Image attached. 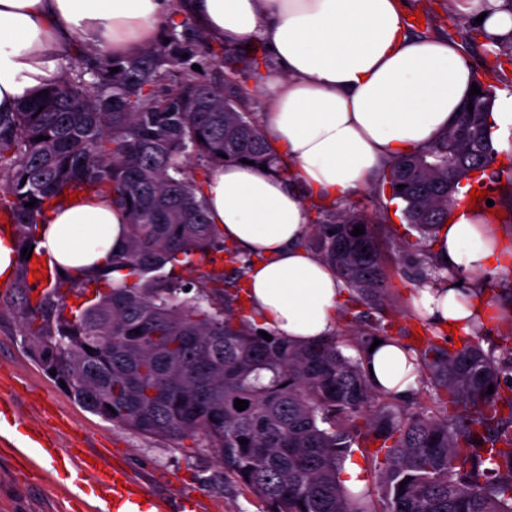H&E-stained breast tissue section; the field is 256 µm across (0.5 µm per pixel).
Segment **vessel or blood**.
Here are the masks:
<instances>
[{
  "label": "vessel or blood",
  "instance_id": "b4317fda",
  "mask_svg": "<svg viewBox=\"0 0 512 512\" xmlns=\"http://www.w3.org/2000/svg\"><path fill=\"white\" fill-rule=\"evenodd\" d=\"M26 445L50 461L53 468L71 467L80 473L96 474L99 490L97 512H164L160 500L147 497L142 482L123 467L89 463L83 454L56 448L36 430L29 434Z\"/></svg>",
  "mask_w": 512,
  "mask_h": 512
}]
</instances>
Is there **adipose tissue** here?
I'll list each match as a JSON object with an SVG mask.
<instances>
[{
    "instance_id": "ef3b65f1",
    "label": "adipose tissue",
    "mask_w": 512,
    "mask_h": 512,
    "mask_svg": "<svg viewBox=\"0 0 512 512\" xmlns=\"http://www.w3.org/2000/svg\"><path fill=\"white\" fill-rule=\"evenodd\" d=\"M456 8L479 21L489 50L512 43L504 0ZM180 11L214 44L259 45L267 55L262 131L292 176L226 164L204 189L207 208L251 262L252 323L293 342L326 340L346 290L303 245L309 203L343 201L389 162L428 146L467 101L474 73L456 42L411 36L401 0H0V112L57 83L78 47L133 55ZM450 217L430 241L444 277L413 303L435 328L453 324L467 335L474 320L497 314L485 284L512 269V239L492 231L484 211L460 204ZM127 233L111 196L84 195L46 210L36 238L50 269L76 273L106 265ZM364 363L392 395L417 384V355L399 341L383 340Z\"/></svg>"
}]
</instances>
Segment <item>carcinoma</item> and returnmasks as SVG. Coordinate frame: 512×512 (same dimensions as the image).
Returning a JSON list of instances; mask_svg holds the SVG:
<instances>
[{
    "label": "carcinoma",
    "instance_id": "carcinoma-1",
    "mask_svg": "<svg viewBox=\"0 0 512 512\" xmlns=\"http://www.w3.org/2000/svg\"><path fill=\"white\" fill-rule=\"evenodd\" d=\"M260 53L212 46L186 15L132 56L90 49L69 57L47 94L0 114V217L17 253L33 246L59 196L107 192L128 214L126 246L106 269L57 273L41 290L29 279L41 255L18 257L9 299L23 344L76 402L112 423L161 439L203 436L224 474L266 512H512V358L501 362L471 339L451 349L437 333L418 360L438 410L392 402L374 388L362 355L385 332L372 311L383 310L387 292L370 219L357 206L319 209L305 241L367 307L351 323L357 358L334 337L294 344L259 335L234 307L246 261L229 274H175L197 259L214 265L220 253L238 262L207 214L203 185L215 168L246 159L291 175L239 80L258 71ZM206 63L234 76L204 79L192 66ZM470 101L473 111L383 170L382 186L424 236L447 220L460 178L495 156L493 94ZM358 225L364 234L351 235ZM420 254L419 288L441 279L429 251ZM115 271L126 272L119 283L109 278ZM70 295L80 302L68 304ZM237 399L248 407L237 410ZM360 436L383 454L377 504L340 480Z\"/></svg>",
    "mask_w": 512,
    "mask_h": 512
}]
</instances>
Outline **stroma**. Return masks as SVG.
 I'll use <instances>...</instances> for the list:
<instances>
[{"label": "stroma", "mask_w": 512, "mask_h": 512, "mask_svg": "<svg viewBox=\"0 0 512 512\" xmlns=\"http://www.w3.org/2000/svg\"><path fill=\"white\" fill-rule=\"evenodd\" d=\"M411 35L451 38L459 42L477 77L495 88H512V63L500 74L489 70L494 56L483 39L457 15L456 0H403ZM421 21H413L414 13ZM354 203L366 213L384 214L373 226L384 259L391 322L389 336L418 349L433 327L413 305L412 269L399 242L416 241L418 233L401 212L392 211L388 192L367 187ZM7 288L0 286V393L12 396L19 422L10 446H0V512H90L96 487L93 477L74 484L71 475L42 463L25 461L20 447L29 428L52 437L58 447L78 445L100 451L107 462L124 465L150 494L165 499L168 512H180L183 495H191L205 512H264V502L224 474V466L203 437L156 439L119 427L83 408L34 363L21 345L18 317L5 305Z\"/></svg>", "instance_id": "1"}]
</instances>
